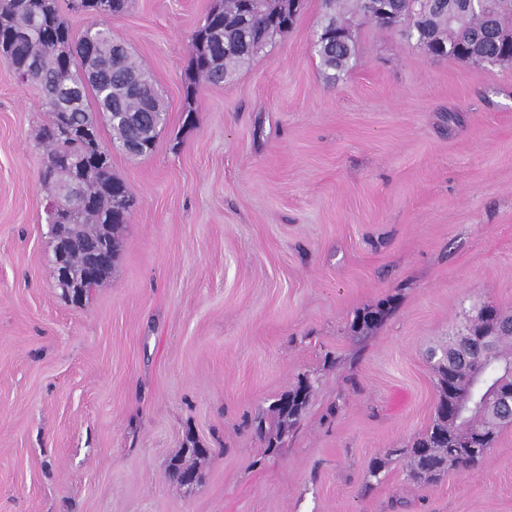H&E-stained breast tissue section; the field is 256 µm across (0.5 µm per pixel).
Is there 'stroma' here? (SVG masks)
<instances>
[{
    "instance_id": "35a3bbf8",
    "label": "stroma",
    "mask_w": 512,
    "mask_h": 512,
    "mask_svg": "<svg viewBox=\"0 0 512 512\" xmlns=\"http://www.w3.org/2000/svg\"><path fill=\"white\" fill-rule=\"evenodd\" d=\"M213 5L130 0L110 20L167 122L148 155L113 152L136 206L77 302L47 260L50 114L0 62V512H512V425L434 483L400 454L433 421L429 349L473 304L512 315V63L367 24L332 83L310 53L322 0H305L189 101ZM305 374L303 419L265 453L259 417ZM190 435L210 453L183 487L168 465Z\"/></svg>"
}]
</instances>
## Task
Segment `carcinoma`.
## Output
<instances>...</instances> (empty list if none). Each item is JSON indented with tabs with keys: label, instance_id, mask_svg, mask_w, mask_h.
<instances>
[{
	"label": "carcinoma",
	"instance_id": "1",
	"mask_svg": "<svg viewBox=\"0 0 512 512\" xmlns=\"http://www.w3.org/2000/svg\"><path fill=\"white\" fill-rule=\"evenodd\" d=\"M103 0H69L70 9L89 16L90 24L75 37L61 15L59 0H0V61L7 64L16 79L26 76V83L36 85L49 98L60 97L64 106L50 113V122L42 130L47 147V162L42 181L49 186L54 180L78 179L84 189L79 227L71 228L77 240L95 237L104 225H112V238L120 242V231L134 207L126 184L112 174V157L101 158L91 141L81 133V126L95 122L107 99L120 117L109 119L112 142L155 145L166 120L162 99L151 76L129 49L112 36L108 18L100 15ZM399 14V28L408 39L439 57L460 59L457 49H472L474 58L493 62L502 53L512 52L486 36L488 19L512 32V0H482L475 10L454 18L437 5V0H393ZM303 0H258L249 11L248 21L241 14L243 0H222V9L212 10L191 39L188 65L187 99L195 97L202 84L220 85L293 27ZM315 32L314 53L327 78L348 71L355 59V41H343L336 32L357 29L365 23L390 27L386 19L368 10L365 0H325ZM95 54L98 79L86 82L89 54ZM389 308L382 304L358 315L359 327L369 330L382 322ZM498 311L480 303L468 311L462 330L478 338L493 333L496 362H479L460 350L455 337L448 335V346L430 352L432 369L439 389L438 407L472 391L478 367L484 370V387H512L506 371L512 368V331H492V317ZM466 425L484 429L490 435L485 442L460 449L461 467L474 469L487 458L500 430L508 422L489 425L480 410L467 416ZM466 438L448 416L435 413L429 429L416 438L406 454L409 476L421 471H445L448 443ZM210 452L195 444L183 448L171 459L169 476L178 484L182 477L197 473L193 461Z\"/></svg>",
	"mask_w": 512,
	"mask_h": 512
}]
</instances>
